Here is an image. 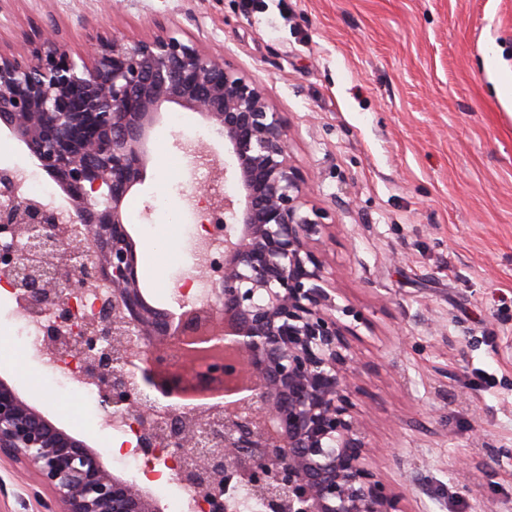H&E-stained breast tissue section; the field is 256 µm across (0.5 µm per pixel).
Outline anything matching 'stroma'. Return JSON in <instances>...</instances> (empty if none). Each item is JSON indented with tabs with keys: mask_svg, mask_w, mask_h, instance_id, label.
<instances>
[{
	"mask_svg": "<svg viewBox=\"0 0 512 512\" xmlns=\"http://www.w3.org/2000/svg\"><path fill=\"white\" fill-rule=\"evenodd\" d=\"M10 0L0 49L58 31L71 53L97 36L179 32L255 81L288 129L328 214L315 247L336 301L366 319L352 346L369 468L405 489L402 512H512V0ZM181 126H173V116ZM184 142L223 153L200 115L164 104L145 177L126 201L146 301L192 262L145 253L159 201L201 185ZM24 317L0 300V378L91 447L112 445L100 410L40 387Z\"/></svg>",
	"mask_w": 512,
	"mask_h": 512,
	"instance_id": "1",
	"label": "stroma"
}]
</instances>
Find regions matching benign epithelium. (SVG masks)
I'll use <instances>...</instances> for the list:
<instances>
[{
	"label": "benign epithelium",
	"mask_w": 512,
	"mask_h": 512,
	"mask_svg": "<svg viewBox=\"0 0 512 512\" xmlns=\"http://www.w3.org/2000/svg\"><path fill=\"white\" fill-rule=\"evenodd\" d=\"M205 118L230 163L213 165L196 207L224 214V279L180 313L142 294L125 201L144 179L151 130L163 104ZM29 151L69 200L61 213L18 196L0 170V269L25 310L47 316L44 345L60 364L80 363L98 387L100 411L139 431L141 451L224 512L235 481L262 512H400L401 495L368 468L371 448L351 401L359 361L351 339L365 318L336 304L311 241L326 214L309 203L310 177L288 153L287 130L262 89L224 60L175 33L147 41L99 38L92 59L74 58L55 33L0 52V128ZM234 178L237 191L221 190ZM84 224L70 242L59 224ZM112 285V311L92 331L60 336L86 280ZM209 325L198 329L202 318ZM224 341V399L174 404L155 428L142 387L180 398L212 372L191 348ZM33 479L44 512H162L116 477L105 455L68 434L0 379V461Z\"/></svg>",
	"instance_id": "benign-epithelium-1"
}]
</instances>
